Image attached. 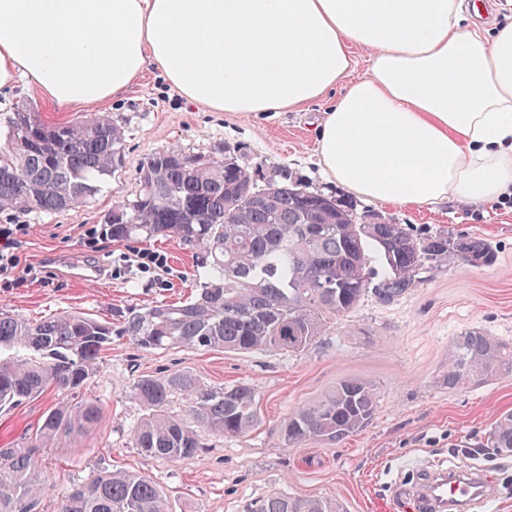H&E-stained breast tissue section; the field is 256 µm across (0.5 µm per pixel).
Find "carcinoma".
Wrapping results in <instances>:
<instances>
[{"label": "carcinoma", "instance_id": "carcinoma-1", "mask_svg": "<svg viewBox=\"0 0 512 512\" xmlns=\"http://www.w3.org/2000/svg\"><path fill=\"white\" fill-rule=\"evenodd\" d=\"M57 135V155L42 138ZM124 133L112 116L98 113L48 125L18 107L0 125V211L30 214L91 202L122 164ZM138 196L112 210L113 240L173 236L195 250L199 291L183 301L136 309L118 324L79 311L40 319L0 309V349L32 351L23 360L0 359V410L13 409L56 389L61 401L36 430L13 448H0V512H42L47 483L38 456L63 437L82 436L103 420L82 397L112 337L149 351L191 347L250 353H295L323 334L325 319L353 310L371 288L373 263L383 275L374 293L390 301L414 288L435 263L463 260L487 265L495 254L479 240L439 235L420 241L402 224L371 223L347 203L312 191L282 169L267 201L263 186L235 161L190 156L178 147L153 155L140 170ZM300 185L302 193L294 192ZM512 375V346L481 332L454 343L448 387H468ZM132 397L147 410L131 431L132 447L146 456L177 461L198 456L207 437L236 438L257 422L256 390L248 384L216 388L182 373L140 376ZM180 395L185 415L168 412ZM377 393L358 379L288 417L285 446L337 443L365 428ZM496 448H512V414L499 419ZM59 512H170L166 494L149 478L101 469L62 495ZM255 512H340L327 499H296L274 492Z\"/></svg>", "mask_w": 512, "mask_h": 512}]
</instances>
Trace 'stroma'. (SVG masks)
Wrapping results in <instances>:
<instances>
[{
    "mask_svg": "<svg viewBox=\"0 0 512 512\" xmlns=\"http://www.w3.org/2000/svg\"><path fill=\"white\" fill-rule=\"evenodd\" d=\"M339 97L331 91L304 107L250 116L209 112L185 102L154 69L118 98L99 105L124 131L123 165L95 202L49 213H0L1 224H25L20 238L24 265L35 279L21 288H0V308L37 319L80 311L116 319L133 308L174 303L196 288V259L175 238L112 241L104 232L113 205L140 192L139 171L155 154L180 147L189 155L234 158L267 175L288 168L314 190L345 201L376 222L405 224L413 235L478 238L494 249L488 265L466 261L433 267L423 283L395 300L366 294L345 315L329 319L313 345L297 353L236 354L194 348L143 351L113 339L85 395L103 421L76 439L60 440L39 459L49 489L44 512H57L71 486L107 467L141 473L166 491L173 512H249L278 490L296 498L338 502L341 512H413L393 495L396 485L418 480L423 469H481L496 499L480 512H512V453L490 446V431L512 413V375L467 388H449L445 376L458 336L480 331L512 343V207L494 202L438 205L371 202L333 182L319 163L316 129ZM33 108L48 124L82 116L31 93L25 81L0 92V120L19 106ZM99 231L96 249L84 245L87 230ZM155 252L164 269L127 268L113 277L120 255ZM97 266V283H81L67 267ZM187 373L218 386L246 383L256 390L257 422L240 438L214 437L202 455L178 461L148 457L132 448L131 430L146 411L131 396L139 376ZM345 379L370 382L376 413L361 432L330 445L284 446L281 427L289 414L319 400ZM59 400L46 392L0 413V447L9 448L34 430Z\"/></svg>",
    "mask_w": 512,
    "mask_h": 512,
    "instance_id": "1",
    "label": "stroma"
}]
</instances>
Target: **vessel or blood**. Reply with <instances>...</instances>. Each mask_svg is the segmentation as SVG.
Here are the masks:
<instances>
[{"instance_id": "1", "label": "vessel or blood", "mask_w": 512, "mask_h": 512, "mask_svg": "<svg viewBox=\"0 0 512 512\" xmlns=\"http://www.w3.org/2000/svg\"><path fill=\"white\" fill-rule=\"evenodd\" d=\"M493 494L489 481L475 472L426 473L410 492L409 499L414 512H448L449 508H463L478 498Z\"/></svg>"}]
</instances>
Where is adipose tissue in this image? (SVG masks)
I'll list each match as a JSON object with an SVG mask.
<instances>
[{
	"instance_id": "adipose-tissue-1",
	"label": "adipose tissue",
	"mask_w": 512,
	"mask_h": 512,
	"mask_svg": "<svg viewBox=\"0 0 512 512\" xmlns=\"http://www.w3.org/2000/svg\"><path fill=\"white\" fill-rule=\"evenodd\" d=\"M482 0H0V89L60 107L119 96L149 67L187 102L249 115L345 89L320 163L377 202L476 205L512 194V23ZM368 52L355 79L352 46Z\"/></svg>"
}]
</instances>
